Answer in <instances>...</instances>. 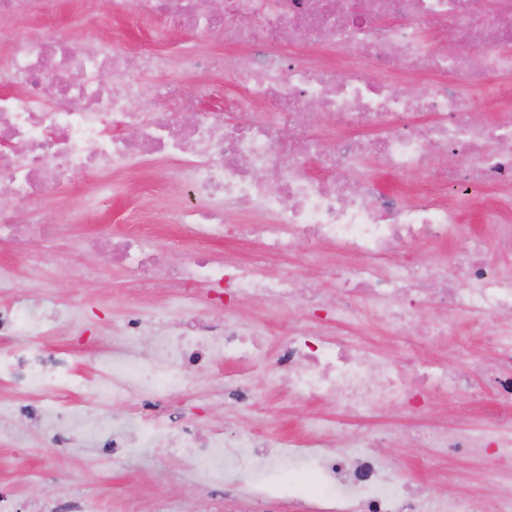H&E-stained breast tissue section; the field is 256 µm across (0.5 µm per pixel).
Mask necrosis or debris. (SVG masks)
I'll return each instance as SVG.
<instances>
[{
	"label": "necrosis or debris",
	"instance_id": "4bbe7bcc",
	"mask_svg": "<svg viewBox=\"0 0 512 512\" xmlns=\"http://www.w3.org/2000/svg\"><path fill=\"white\" fill-rule=\"evenodd\" d=\"M56 0H0V242L43 241L57 227L39 204L48 195L99 171H126L145 154L184 157L183 172L204 208L178 218L199 240L227 238L249 244L242 258L199 252L177 266L148 250L128 231L113 235L112 250L137 279L175 282L181 296L209 288L213 305L233 301L296 312L269 346L266 328L233 312L213 323L193 314L167 324L130 308L118 328L122 348L94 357L86 381L67 359L50 358L44 339L59 325L78 328L82 306L45 313L13 267L0 266V378L35 403L0 407V418L24 413L46 428L92 444L102 454L139 448L174 449L199 485H219L231 471L252 475L279 468L288 449L307 448L313 481L304 512H512V0H489L474 11L470 0H110L113 14L164 17L171 28L206 39L219 33L224 52H186L184 66L224 71L243 93L226 110H203L178 86L154 82L171 62L164 53L137 56L98 38L70 50L53 30L19 35L5 20L50 14ZM429 30L430 49L421 46ZM482 33L488 49L467 45ZM308 48L296 57L292 48ZM325 50L323 64L313 55ZM389 78L373 80V69ZM421 81L400 91L397 73ZM112 76L111 83L100 80ZM54 84V98L45 87ZM482 88L481 99L465 85ZM150 104L148 115L136 103ZM496 110L482 122L481 107ZM264 108L265 119L247 114ZM429 115L426 126L413 122ZM462 162L439 170L437 155ZM294 161L283 165V155ZM372 157L387 173L423 174L431 182L413 197L384 193L360 165ZM488 185L495 196L483 221L489 237L471 234L458 202L444 189ZM253 215L228 225L227 209ZM454 244L452 271L417 260L390 262L398 245ZM302 245L309 267L327 288H301L293 267L270 270L273 257ZM432 309L425 331L430 346L449 358H424L411 335L419 312ZM474 318L472 333L489 339L490 355L476 353L456 334L460 315ZM148 344V354L138 347ZM457 368H450L449 359ZM271 367L267 385L305 401H332L338 417L310 415L299 437L261 439L240 430L172 427L153 415L157 396L212 381L215 361ZM115 404L135 402L122 421L68 403L85 384ZM496 391L507 412L490 419L494 438L459 435L453 425L424 421L425 400L450 394L475 399ZM403 403L413 418L410 439L432 449L444 467L459 457L493 455L487 478L496 495L472 502L451 490L411 486L379 453L387 434L370 427L383 407Z\"/></svg>",
	"mask_w": 512,
	"mask_h": 512
}]
</instances>
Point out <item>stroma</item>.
<instances>
[{"instance_id":"35a3bbf8","label":"stroma","mask_w":512,"mask_h":512,"mask_svg":"<svg viewBox=\"0 0 512 512\" xmlns=\"http://www.w3.org/2000/svg\"><path fill=\"white\" fill-rule=\"evenodd\" d=\"M52 27L75 49H82L92 33L115 39L131 52L157 50L179 56L191 48L204 53L223 51L224 42L214 36L206 40L171 30L162 19L113 18L104 0H61ZM196 97L201 108L210 109L225 97L238 93V86L224 73L192 71L175 66L162 76ZM180 160L147 157L135 171L96 174L82 191H62L48 196L41 206L43 220L59 225L52 239L38 242V250L55 261L37 278L26 267L17 273L29 278L32 295L48 308L64 307L79 300L84 306L79 335L59 328L45 345L49 354L65 353L73 359L109 350L112 325L124 315L130 300L150 310L166 304L169 292L151 283L133 288L125 272L102 252L76 245L77 240L106 237L120 230H134L149 238L153 246L180 262L192 243L171 224L170 216L188 206L202 207V200L189 197L180 185ZM169 414L200 428L224 426L228 414L220 392L181 391L160 402ZM277 412L278 429L299 434L305 416L318 413L335 417L337 409L327 402L297 401L287 392L268 390L253 405L242 408L247 424H262L268 412ZM390 426L391 438L380 453L404 478L428 488L441 485L437 471L426 468L430 449L408 441L411 424L400 406L381 416ZM14 433L0 435V490L14 498L16 512H29L41 504L45 512H58L61 503L93 500L99 512H298L295 485L283 481L280 470L266 472L262 481L278 486L274 497L255 502L252 477L231 473L219 490L199 487L193 474L182 467L177 454L165 448H146L133 455L104 456L88 443L54 438L40 423L16 420Z\"/></svg>"}]
</instances>
